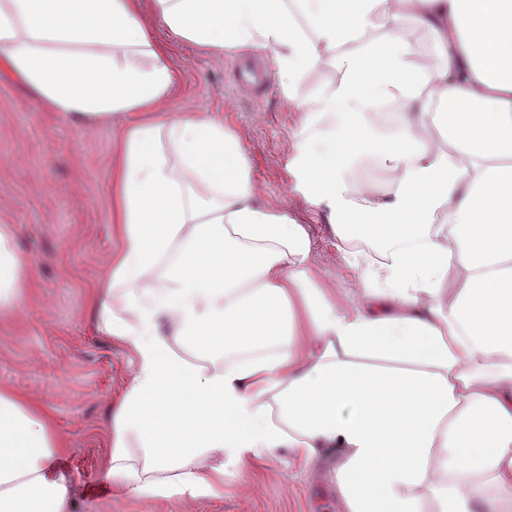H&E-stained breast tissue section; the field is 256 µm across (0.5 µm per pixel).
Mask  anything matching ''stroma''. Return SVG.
<instances>
[{
    "instance_id": "35a3bbf8",
    "label": "stroma",
    "mask_w": 512,
    "mask_h": 512,
    "mask_svg": "<svg viewBox=\"0 0 512 512\" xmlns=\"http://www.w3.org/2000/svg\"><path fill=\"white\" fill-rule=\"evenodd\" d=\"M178 87L165 112H203L235 129L263 201L284 207L313 238L323 279L351 287L321 208L296 190L288 146L299 115L277 82L260 94L238 84L232 54L171 42ZM121 135L109 122L77 126L43 105L0 66V224L34 287L26 302L0 308V387L32 398L64 442L61 463L73 488L72 512H337L336 494L288 457L224 467V490L197 497H132L98 491L106 478L111 405L133 367L132 352L102 334L91 298L110 271L111 157Z\"/></svg>"
}]
</instances>
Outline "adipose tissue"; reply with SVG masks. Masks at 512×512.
I'll use <instances>...</instances> for the list:
<instances>
[{"label":"adipose tissue","instance_id":"ef3b65f1","mask_svg":"<svg viewBox=\"0 0 512 512\" xmlns=\"http://www.w3.org/2000/svg\"><path fill=\"white\" fill-rule=\"evenodd\" d=\"M156 26L270 60L301 114L288 172L353 287H328L306 225L258 202L235 130L164 114ZM0 61L61 118L126 121L95 296L135 356L119 489L213 494L228 462L331 455L340 512H512V0H314L302 20L287 0H0ZM367 162L387 179H360ZM13 236L0 225L4 307L31 288ZM59 453L0 388V512H72Z\"/></svg>","mask_w":512,"mask_h":512}]
</instances>
